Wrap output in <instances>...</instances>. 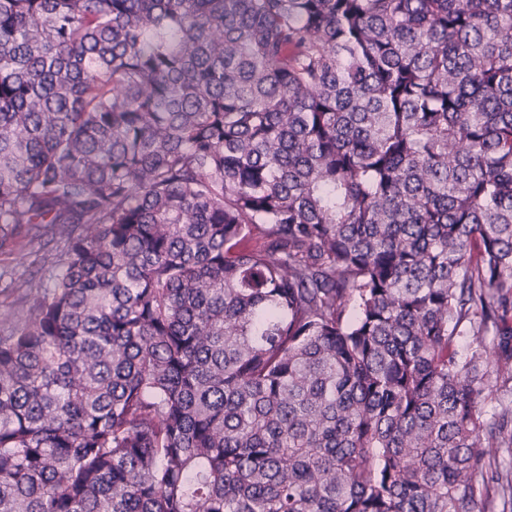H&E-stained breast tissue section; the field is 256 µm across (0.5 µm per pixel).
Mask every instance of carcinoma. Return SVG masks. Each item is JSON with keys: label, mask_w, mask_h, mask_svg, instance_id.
I'll return each instance as SVG.
<instances>
[{"label": "carcinoma", "mask_w": 512, "mask_h": 512, "mask_svg": "<svg viewBox=\"0 0 512 512\" xmlns=\"http://www.w3.org/2000/svg\"><path fill=\"white\" fill-rule=\"evenodd\" d=\"M34 243L0 512H481L512 0H0V255Z\"/></svg>", "instance_id": "carcinoma-1"}]
</instances>
